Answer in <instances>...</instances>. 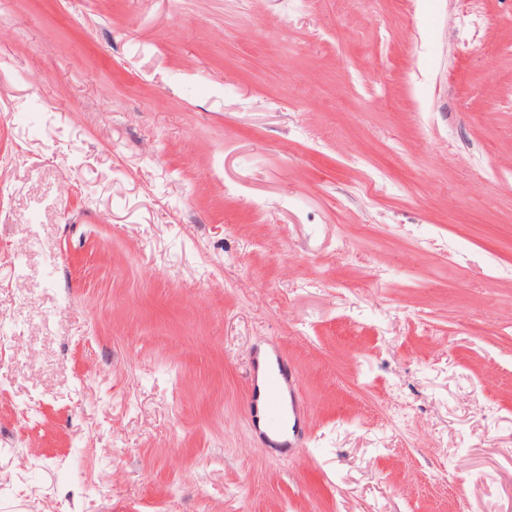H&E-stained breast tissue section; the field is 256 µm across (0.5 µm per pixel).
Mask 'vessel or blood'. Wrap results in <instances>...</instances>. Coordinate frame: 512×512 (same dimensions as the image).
<instances>
[{
    "instance_id": "obj_1",
    "label": "vessel or blood",
    "mask_w": 512,
    "mask_h": 512,
    "mask_svg": "<svg viewBox=\"0 0 512 512\" xmlns=\"http://www.w3.org/2000/svg\"><path fill=\"white\" fill-rule=\"evenodd\" d=\"M248 381L251 393L248 413L251 425L260 426V439L273 448H301L305 439L297 422L300 406L292 394L298 380L288 369L279 351L253 360Z\"/></svg>"
}]
</instances>
